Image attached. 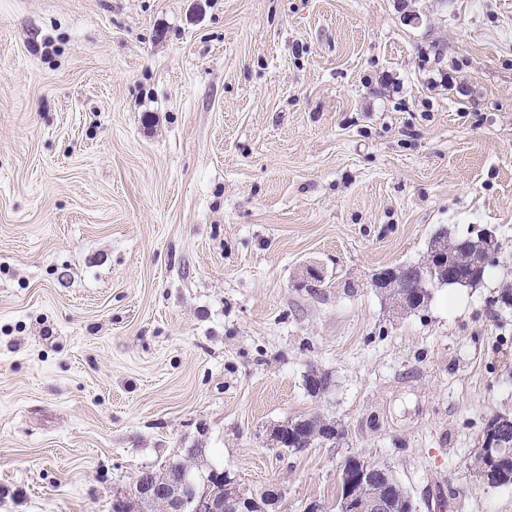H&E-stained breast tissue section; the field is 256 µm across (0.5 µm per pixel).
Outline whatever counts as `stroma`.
<instances>
[{
	"mask_svg": "<svg viewBox=\"0 0 512 512\" xmlns=\"http://www.w3.org/2000/svg\"><path fill=\"white\" fill-rule=\"evenodd\" d=\"M443 226L496 266L397 310L373 275ZM510 284L512 0H0V512H112L189 448L281 512L350 455L512 512L473 469ZM312 415L345 439L266 444ZM479 248L471 250L465 262V280L472 285L478 284L484 267L495 259L500 249L495 229L484 228L478 234Z\"/></svg>",
	"mask_w": 512,
	"mask_h": 512,
	"instance_id": "1",
	"label": "stroma"
}]
</instances>
